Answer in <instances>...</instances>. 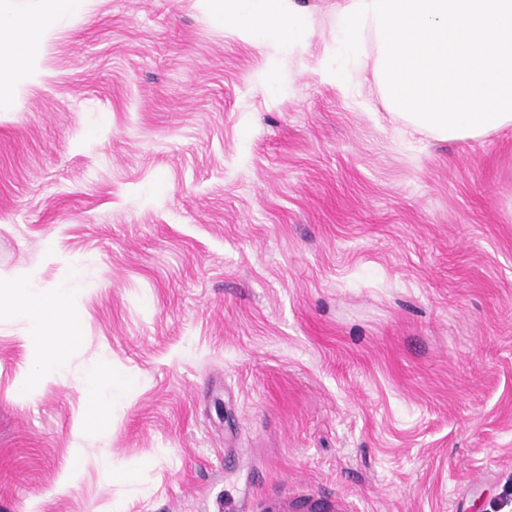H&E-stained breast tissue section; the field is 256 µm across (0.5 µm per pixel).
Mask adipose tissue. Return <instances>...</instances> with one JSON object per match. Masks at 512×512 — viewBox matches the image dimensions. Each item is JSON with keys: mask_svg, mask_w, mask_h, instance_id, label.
I'll list each match as a JSON object with an SVG mask.
<instances>
[{"mask_svg": "<svg viewBox=\"0 0 512 512\" xmlns=\"http://www.w3.org/2000/svg\"><path fill=\"white\" fill-rule=\"evenodd\" d=\"M86 0H36L24 16H17L11 0H0V101L13 96L16 64L32 47L58 28L64 18L80 13ZM216 20L233 34L263 48L277 43H297L312 36L316 29L313 12L297 0H222ZM83 267H73L68 277L52 286L39 284L29 272L0 278V305L12 317L25 323L26 343L33 352V369L46 377L62 376L68 368L64 352L55 348L49 329L65 324L70 335L79 328L69 319L68 310L74 286L81 281ZM130 383L126 373L106 363L87 367L82 385L96 416L112 411V400Z\"/></svg>", "mask_w": 512, "mask_h": 512, "instance_id": "adipose-tissue-1", "label": "adipose tissue"}]
</instances>
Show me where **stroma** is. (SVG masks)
I'll return each mask as SVG.
<instances>
[{"mask_svg":"<svg viewBox=\"0 0 512 512\" xmlns=\"http://www.w3.org/2000/svg\"><path fill=\"white\" fill-rule=\"evenodd\" d=\"M301 2L291 50L212 0H87L21 65L0 273L85 274L64 378L0 311V512H512V128L400 137L371 73L311 71L336 0ZM130 378L124 372L115 371L111 364L95 363L86 368L82 385L88 394L93 413L105 417L112 412V400L124 391Z\"/></svg>","mask_w":512,"mask_h":512,"instance_id":"stroma-1","label":"stroma"}]
</instances>
